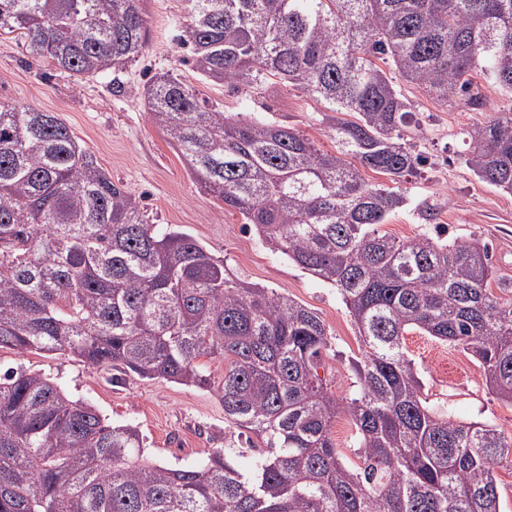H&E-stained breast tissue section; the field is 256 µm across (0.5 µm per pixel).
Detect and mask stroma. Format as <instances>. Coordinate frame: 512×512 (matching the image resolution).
<instances>
[{"label":"stroma","mask_w":512,"mask_h":512,"mask_svg":"<svg viewBox=\"0 0 512 512\" xmlns=\"http://www.w3.org/2000/svg\"><path fill=\"white\" fill-rule=\"evenodd\" d=\"M186 7V0H145L148 36L143 56L115 73L83 80L50 70L44 60L29 54L17 34L2 33L0 99L30 102L57 113L113 181L145 194L147 215L158 229L173 227L190 233L239 279L288 293L315 309L331 342L323 356L329 389L339 396L353 394L356 379L348 360L360 356L361 344L336 288L271 251L240 215L224 212L221 202L185 169L146 112L137 89L149 76L170 70L216 110L260 120L277 118L323 149L332 146L324 121L326 106L298 86L276 79L262 81L248 94L203 80L181 62L184 51L178 36L184 30ZM116 81L124 86V93H113ZM395 84L424 126L425 136L416 145L428 163L420 175L404 184L408 202L380 225V232L413 238L422 231L415 205L429 198L441 200L439 222L449 238L491 242L499 275L512 279V194L485 184L459 160L466 150L464 131L492 119L495 109L504 104L500 92L482 84L485 105L475 109L461 101L442 104L400 78ZM404 350L424 384L429 408L512 436V405L487 388L483 370L471 355L418 332L405 336ZM8 368L42 372L73 398L95 406L108 422L138 426L144 438L143 456L149 461L194 466L209 449L224 445L222 359H205L209 380L205 387L133 374L117 377L68 354L2 349L0 369Z\"/></svg>","instance_id":"1"}]
</instances>
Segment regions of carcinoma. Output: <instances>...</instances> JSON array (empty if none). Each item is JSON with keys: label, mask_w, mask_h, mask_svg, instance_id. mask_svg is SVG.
<instances>
[{"label": "carcinoma", "mask_w": 512, "mask_h": 512, "mask_svg": "<svg viewBox=\"0 0 512 512\" xmlns=\"http://www.w3.org/2000/svg\"><path fill=\"white\" fill-rule=\"evenodd\" d=\"M181 62L248 92L272 76L325 101L335 149L277 120L208 107L172 71L139 91L209 194L263 241L336 288L365 349L358 390L321 377L324 320L289 294L229 273L191 234L160 232L53 112L0 100V349L59 352L143 379L205 385L225 362L231 447L188 468L142 459L133 424L113 425L40 372L0 374V512H500L495 466L512 436L424 404L404 352L419 331L476 359L512 404V280L490 244L378 231L426 166L423 130L385 66L448 104L507 108L466 132L460 159L512 194V0H188ZM144 0H0V30L77 79L142 52ZM353 116L348 120L343 114ZM439 229L440 204L416 207ZM496 282L504 299L489 288ZM360 464L336 451L338 418Z\"/></svg>", "instance_id": "obj_1"}]
</instances>
